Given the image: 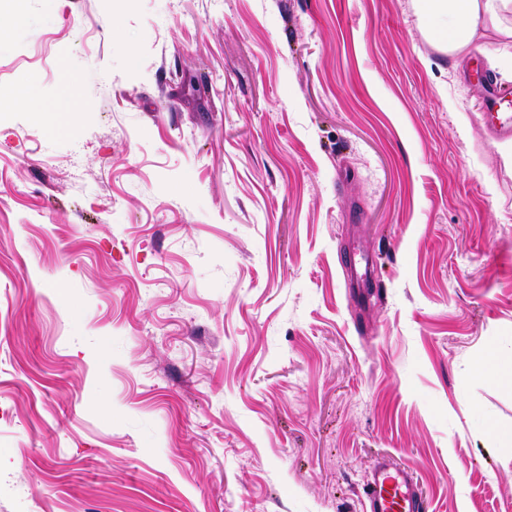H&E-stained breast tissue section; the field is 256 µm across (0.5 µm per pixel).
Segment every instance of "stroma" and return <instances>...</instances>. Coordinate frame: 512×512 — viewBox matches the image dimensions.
Here are the masks:
<instances>
[{"label":"stroma","instance_id":"obj_1","mask_svg":"<svg viewBox=\"0 0 512 512\" xmlns=\"http://www.w3.org/2000/svg\"><path fill=\"white\" fill-rule=\"evenodd\" d=\"M0 17V512H365L382 455L512 512V14L456 57L415 0ZM481 106L488 132L496 138H512V86L488 83Z\"/></svg>","mask_w":512,"mask_h":512}]
</instances>
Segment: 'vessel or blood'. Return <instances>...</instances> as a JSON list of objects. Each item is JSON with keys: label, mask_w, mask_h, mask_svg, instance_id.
<instances>
[{"label": "vessel or blood", "mask_w": 512, "mask_h": 512, "mask_svg": "<svg viewBox=\"0 0 512 512\" xmlns=\"http://www.w3.org/2000/svg\"><path fill=\"white\" fill-rule=\"evenodd\" d=\"M482 119L489 133L512 138V86L488 84L482 95ZM366 512H426L411 472L390 458H379L363 486Z\"/></svg>", "instance_id": "b4317fda"}]
</instances>
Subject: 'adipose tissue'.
I'll return each mask as SVG.
<instances>
[{
  "instance_id": "ef3b65f1",
  "label": "adipose tissue",
  "mask_w": 512,
  "mask_h": 512,
  "mask_svg": "<svg viewBox=\"0 0 512 512\" xmlns=\"http://www.w3.org/2000/svg\"><path fill=\"white\" fill-rule=\"evenodd\" d=\"M428 29L445 52L455 54L469 46L489 21L512 12V0H417Z\"/></svg>"
}]
</instances>
